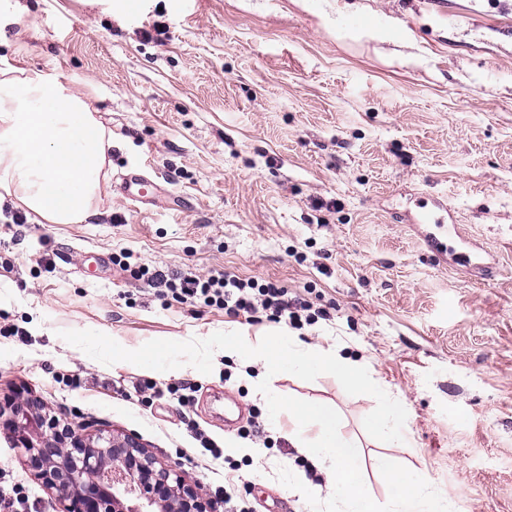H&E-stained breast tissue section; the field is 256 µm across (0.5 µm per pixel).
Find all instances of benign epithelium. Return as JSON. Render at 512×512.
I'll return each instance as SVG.
<instances>
[{
	"instance_id": "benign-epithelium-1",
	"label": "benign epithelium",
	"mask_w": 512,
	"mask_h": 512,
	"mask_svg": "<svg viewBox=\"0 0 512 512\" xmlns=\"http://www.w3.org/2000/svg\"><path fill=\"white\" fill-rule=\"evenodd\" d=\"M0 432L54 494L60 512H217L199 483L157 466L136 436L64 426L24 389L0 401Z\"/></svg>"
}]
</instances>
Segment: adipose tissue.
<instances>
[{"instance_id": "1", "label": "adipose tissue", "mask_w": 512, "mask_h": 512, "mask_svg": "<svg viewBox=\"0 0 512 512\" xmlns=\"http://www.w3.org/2000/svg\"><path fill=\"white\" fill-rule=\"evenodd\" d=\"M111 149L92 91L75 92L59 72L19 69L0 56V200L50 224L88 223L107 193ZM224 353L246 357L241 379L274 418L287 419L289 439L329 476L341 512H446L445 494L388 458L377 464L392 491L388 505H381L365 488L358 443L343 435L336 414L306 401L283 402L271 386L272 374L283 371L330 374L378 398L371 426L381 442L409 444L401 406L367 363L344 357L337 345H311L287 331L273 339H227Z\"/></svg>"}]
</instances>
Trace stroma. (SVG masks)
<instances>
[{"label":"stroma","mask_w":512,"mask_h":512,"mask_svg":"<svg viewBox=\"0 0 512 512\" xmlns=\"http://www.w3.org/2000/svg\"><path fill=\"white\" fill-rule=\"evenodd\" d=\"M0 55L95 88L111 182L161 188L144 205L113 187L89 224L0 205V324L18 330L0 336V398L23 388L62 424L133 434L206 492L248 489L252 512H336L322 472L298 492L302 456L224 356L286 323L164 302L134 274L227 269L326 309L299 337L366 359L401 403L408 448L379 441L362 392L272 379L339 414L379 501L387 457L452 512H512V0H0ZM440 216L466 248L425 245ZM145 349L162 369L140 368ZM200 433L260 452L228 473ZM1 468L58 512L0 433ZM121 189L131 201L147 204L156 198L159 186L151 178L136 173L121 177Z\"/></svg>","instance_id":"35a3bbf8"}]
</instances>
